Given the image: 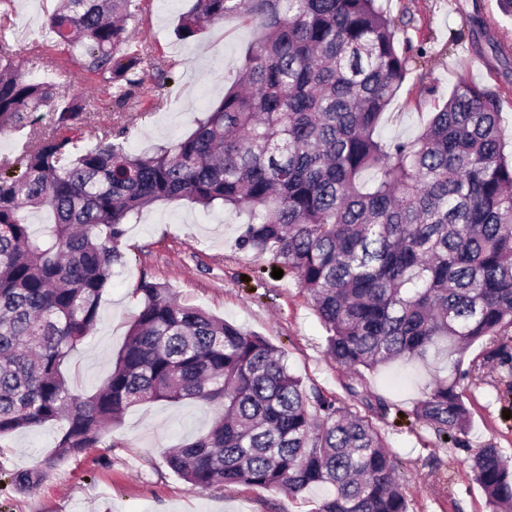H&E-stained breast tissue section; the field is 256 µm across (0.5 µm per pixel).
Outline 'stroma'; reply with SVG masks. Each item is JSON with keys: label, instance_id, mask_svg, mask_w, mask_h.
<instances>
[{"label": "stroma", "instance_id": "35a3bbf8", "mask_svg": "<svg viewBox=\"0 0 512 512\" xmlns=\"http://www.w3.org/2000/svg\"><path fill=\"white\" fill-rule=\"evenodd\" d=\"M57 0H0V34L14 43L17 63L29 71L60 49L44 27ZM394 17H411L407 30L424 55L388 106L380 126L384 138L414 137L466 79L495 91L507 141H512V54L495 47L512 42V16L499 0H382ZM189 0H151L145 20L134 32L132 47L150 50L141 76L153 86L156 65L169 72L157 107L131 120L126 143L135 154L186 136L194 121L221 100L235 80L253 29L240 17L177 39L174 30ZM68 96L89 103L82 129L94 144L100 128L129 120L112 111L97 79L77 73L64 85ZM244 218L222 208L203 210L187 200L159 202L128 225L124 265L115 267L103 292L100 320L92 336L71 355L65 368L79 392L93 394L107 379L128 329L141 307V281L164 284L188 305L256 332L281 349L291 372L306 388L327 397H344L343 371L325 353L326 331L292 273L276 279L267 256L242 250L237 238ZM373 392L390 400L395 414L379 429L405 469L402 490L409 512H492L474 479L470 457L492 444L512 454V373L489 365L464 380L460 389L473 417L462 444H440L431 429L410 410L420 382L402 381L396 371L368 375ZM214 414L199 403L152 402L128 409L106 429L98 448L66 459L36 489L13 488L15 470L36 465L58 436L48 423L0 441V512H316L326 490L301 496L244 484L189 489L166 464V449L204 433Z\"/></svg>", "mask_w": 512, "mask_h": 512}]
</instances>
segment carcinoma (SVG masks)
Here are the masks:
<instances>
[{"label": "carcinoma", "instance_id": "1", "mask_svg": "<svg viewBox=\"0 0 512 512\" xmlns=\"http://www.w3.org/2000/svg\"><path fill=\"white\" fill-rule=\"evenodd\" d=\"M143 4L61 0L45 20L116 112L154 105L140 77L147 52L129 50ZM230 15L257 31L238 81L188 136L143 155L126 151L125 125L86 147L82 101L19 72L0 39V133L60 103L53 127L0 163V440L62 424L52 452L12 484L39 485L135 405L193 400L215 418L166 455L191 488L298 497L319 485L329 493L317 512H408L373 423L392 404L365 373L447 365L411 414L458 441L471 428L459 378L487 362L512 368V151L498 97L461 80L414 139L386 140L377 129L410 71V41L398 37L410 22L379 0H192L175 35ZM180 200L247 215L238 247L296 274L347 399L307 389L267 339L145 280L107 380L86 397L71 387L65 364L98 325L125 225ZM31 209L53 216L40 233ZM478 341L482 359L464 364ZM472 469L493 512H512V458L484 445Z\"/></svg>", "mask_w": 512, "mask_h": 512}]
</instances>
